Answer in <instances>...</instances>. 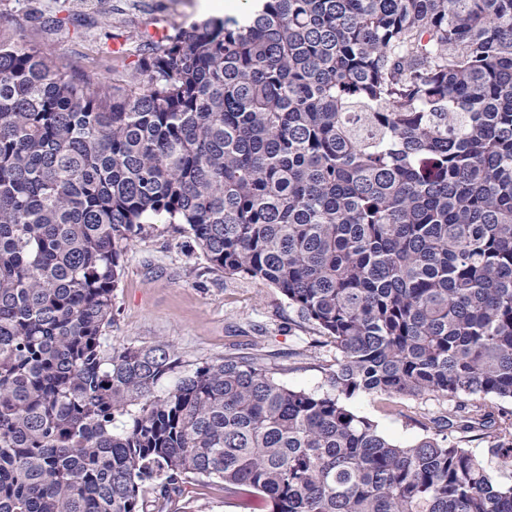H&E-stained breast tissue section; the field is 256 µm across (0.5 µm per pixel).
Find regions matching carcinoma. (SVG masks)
I'll list each match as a JSON object with an SVG mask.
<instances>
[{
	"instance_id": "1",
	"label": "carcinoma",
	"mask_w": 512,
	"mask_h": 512,
	"mask_svg": "<svg viewBox=\"0 0 512 512\" xmlns=\"http://www.w3.org/2000/svg\"><path fill=\"white\" fill-rule=\"evenodd\" d=\"M154 221L277 288L336 348L327 389L259 349L112 348ZM359 393L512 400V0H241L122 71L0 36V512H199L206 486L270 512H512L484 459L390 440ZM494 432L512 469V421Z\"/></svg>"
}]
</instances>
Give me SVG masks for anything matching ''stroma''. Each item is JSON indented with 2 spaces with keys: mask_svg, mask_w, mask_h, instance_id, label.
I'll list each match as a JSON object with an SVG mask.
<instances>
[{
  "mask_svg": "<svg viewBox=\"0 0 512 512\" xmlns=\"http://www.w3.org/2000/svg\"><path fill=\"white\" fill-rule=\"evenodd\" d=\"M197 0H0V16L17 20L24 41L65 65L104 57L114 44L153 35L199 19ZM63 18L49 31L43 19ZM121 277L112 298V346L174 345L190 364L227 351L262 348L275 379L291 388L322 391L325 363L336 350L318 343L278 289L215 271L193 238L177 224H155L123 252ZM349 404L373 420L388 438L413 443L424 423L447 414L448 404L431 395L385 400L359 394Z\"/></svg>",
  "mask_w": 512,
  "mask_h": 512,
  "instance_id": "1",
  "label": "stroma"
}]
</instances>
